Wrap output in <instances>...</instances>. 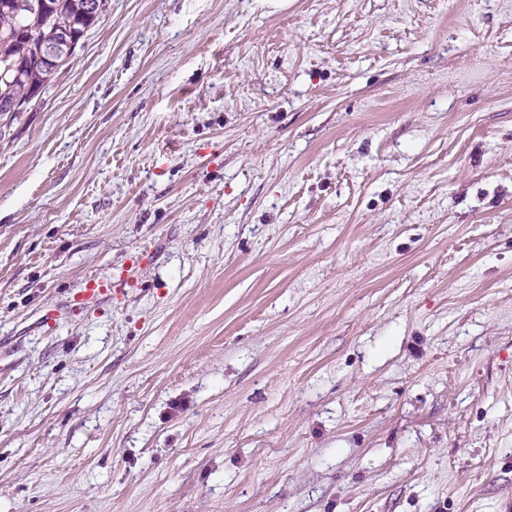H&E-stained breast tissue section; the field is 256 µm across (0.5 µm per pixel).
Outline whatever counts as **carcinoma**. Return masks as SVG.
<instances>
[{
	"instance_id": "obj_1",
	"label": "carcinoma",
	"mask_w": 512,
	"mask_h": 512,
	"mask_svg": "<svg viewBox=\"0 0 512 512\" xmlns=\"http://www.w3.org/2000/svg\"><path fill=\"white\" fill-rule=\"evenodd\" d=\"M85 0H0V13L14 14L12 25L0 27V63L11 65L0 74V107L14 102L28 105L52 82L57 67L40 58L47 41L78 44L86 30L101 18L83 10Z\"/></svg>"
}]
</instances>
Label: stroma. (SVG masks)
I'll return each instance as SVG.
<instances>
[{
	"label": "stroma",
	"mask_w": 512,
	"mask_h": 512,
	"mask_svg": "<svg viewBox=\"0 0 512 512\" xmlns=\"http://www.w3.org/2000/svg\"><path fill=\"white\" fill-rule=\"evenodd\" d=\"M0 512H512V0H108L0 113Z\"/></svg>",
	"instance_id": "35a3bbf8"
}]
</instances>
